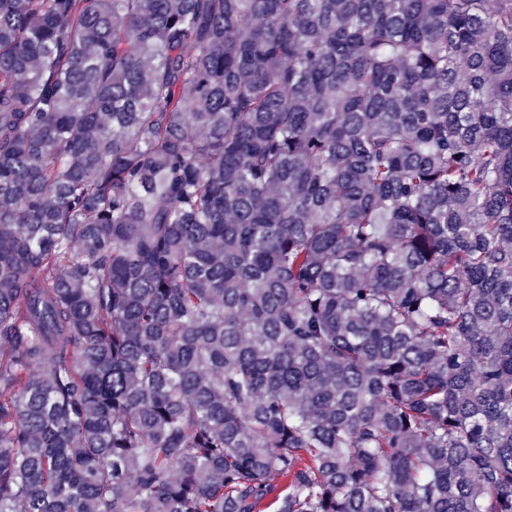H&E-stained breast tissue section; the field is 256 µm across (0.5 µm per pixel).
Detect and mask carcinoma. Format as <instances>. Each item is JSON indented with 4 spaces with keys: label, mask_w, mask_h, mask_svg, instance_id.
<instances>
[{
    "label": "carcinoma",
    "mask_w": 512,
    "mask_h": 512,
    "mask_svg": "<svg viewBox=\"0 0 512 512\" xmlns=\"http://www.w3.org/2000/svg\"><path fill=\"white\" fill-rule=\"evenodd\" d=\"M0 512H512V0H0Z\"/></svg>",
    "instance_id": "1"
}]
</instances>
